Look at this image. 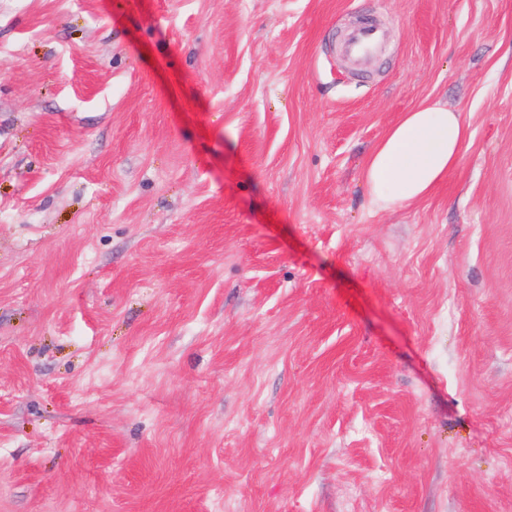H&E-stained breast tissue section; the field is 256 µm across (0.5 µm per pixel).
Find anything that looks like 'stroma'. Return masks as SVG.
<instances>
[{
    "mask_svg": "<svg viewBox=\"0 0 512 512\" xmlns=\"http://www.w3.org/2000/svg\"><path fill=\"white\" fill-rule=\"evenodd\" d=\"M0 512H512V0H0ZM381 41L379 31L373 26L359 27L354 30L347 42V50L349 53L356 57H364L375 53ZM466 133L460 114L438 101L404 112L367 160L371 206L387 210L427 195L455 167Z\"/></svg>",
    "mask_w": 512,
    "mask_h": 512,
    "instance_id": "35a3bbf8",
    "label": "stroma"
}]
</instances>
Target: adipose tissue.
Instances as JSON below:
<instances>
[{
    "label": "adipose tissue",
    "mask_w": 512,
    "mask_h": 512,
    "mask_svg": "<svg viewBox=\"0 0 512 512\" xmlns=\"http://www.w3.org/2000/svg\"><path fill=\"white\" fill-rule=\"evenodd\" d=\"M466 133L459 113L437 101L403 113L367 160L371 206L387 210L427 195L455 167Z\"/></svg>",
    "instance_id": "ef3b65f1"
}]
</instances>
